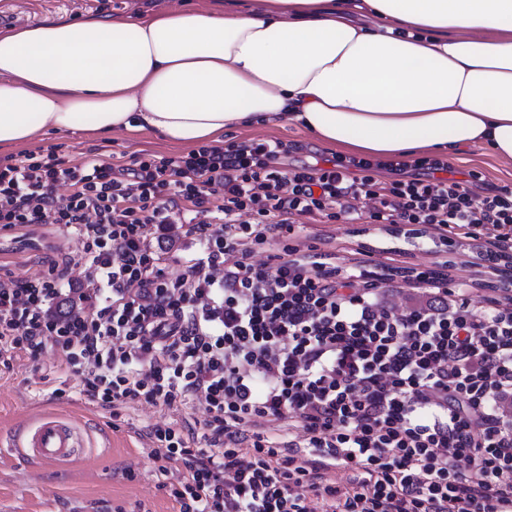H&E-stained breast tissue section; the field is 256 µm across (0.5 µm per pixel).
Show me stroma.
<instances>
[{"instance_id": "obj_1", "label": "stroma", "mask_w": 512, "mask_h": 512, "mask_svg": "<svg viewBox=\"0 0 512 512\" xmlns=\"http://www.w3.org/2000/svg\"><path fill=\"white\" fill-rule=\"evenodd\" d=\"M96 7V0H0V12L14 15L18 28L60 18L83 22L97 17ZM245 138L298 143L299 151L290 157L294 163L333 156L312 135L293 125H251L224 133L228 142ZM53 145L70 164L81 163L91 152L129 157L179 150L158 133L123 130L103 135L49 131L26 149L36 153ZM472 172L481 176L485 186H512V162L498 159L489 149H472L463 160L452 162L448 175L464 180ZM307 233L322 252L334 255L337 263L388 265L397 286L414 267H447L454 283L471 285V303L478 308L503 297L501 283L512 277V268L506 266L493 274L484 273L466 245L455 247L445 257L419 249L414 245L415 232L407 226L311 224ZM37 235L34 242L25 237H0V264L7 265L15 277L30 276L42 262L78 258L82 250L77 238L58 235L53 225L38 227ZM55 363L54 353L48 351L36 359L0 365V512H178L146 436L150 426L171 421V413L145 403H130L115 415L76 396H56L65 375L57 371ZM46 415L67 417L78 426L84 443L78 459L51 464L10 452L9 442L29 436Z\"/></svg>"}]
</instances>
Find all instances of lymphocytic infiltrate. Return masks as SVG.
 I'll list each match as a JSON object with an SVG mask.
<instances>
[{"instance_id":"f902f5d3","label":"lymphocytic infiltrate","mask_w":512,"mask_h":512,"mask_svg":"<svg viewBox=\"0 0 512 512\" xmlns=\"http://www.w3.org/2000/svg\"><path fill=\"white\" fill-rule=\"evenodd\" d=\"M297 149L0 163L1 233L52 224L83 244L27 279L0 273V363L50 348L101 406L202 402L204 447L148 433L179 512H512V296L477 311L425 269L401 307L368 265L342 273L292 243L302 217L412 224L506 262L512 190L475 197L440 158L409 176L399 160L288 163Z\"/></svg>"}]
</instances>
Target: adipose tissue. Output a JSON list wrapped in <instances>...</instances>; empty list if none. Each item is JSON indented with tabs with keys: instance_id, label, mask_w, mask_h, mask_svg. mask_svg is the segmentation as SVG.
<instances>
[{
	"instance_id": "1",
	"label": "adipose tissue",
	"mask_w": 512,
	"mask_h": 512,
	"mask_svg": "<svg viewBox=\"0 0 512 512\" xmlns=\"http://www.w3.org/2000/svg\"><path fill=\"white\" fill-rule=\"evenodd\" d=\"M288 123L376 160L512 161V0H261L0 31V149Z\"/></svg>"
}]
</instances>
